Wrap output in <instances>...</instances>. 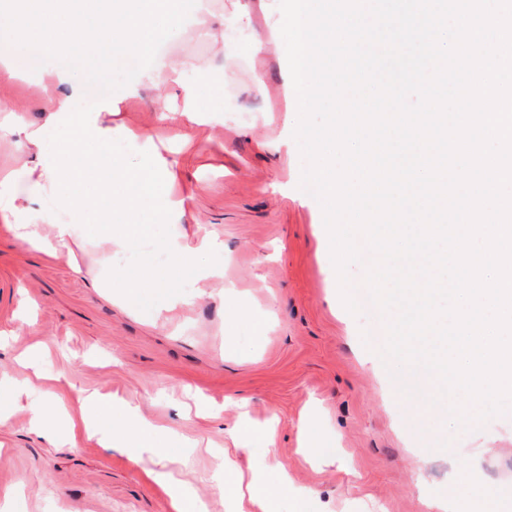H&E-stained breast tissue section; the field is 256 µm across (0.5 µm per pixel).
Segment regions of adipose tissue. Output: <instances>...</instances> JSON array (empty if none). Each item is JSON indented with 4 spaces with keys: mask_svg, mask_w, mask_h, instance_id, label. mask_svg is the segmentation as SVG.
I'll list each match as a JSON object with an SVG mask.
<instances>
[{
    "mask_svg": "<svg viewBox=\"0 0 512 512\" xmlns=\"http://www.w3.org/2000/svg\"><path fill=\"white\" fill-rule=\"evenodd\" d=\"M153 85L180 88L182 124L201 122L196 90L183 82L182 70L174 64L160 72L136 73L128 83L113 89L111 102L99 104L92 112L75 111V103L82 98V86L69 83L65 93L48 97L43 126L7 124V133L24 136L32 147L39 149L40 155L29 170L26 193H18L9 179L0 180V219L20 245L42 251L75 270L80 267L77 247L93 243L99 251L97 280L101 287L113 289L116 298L129 304L149 302L163 308L173 305L177 296L166 279L153 275L149 260H141L137 269L128 270L116 265V257L151 246L173 255L202 288L223 281L224 269L199 260L201 254L221 248L215 234L204 230L192 240L155 239L147 225L136 221L140 212L149 209L164 223L173 224L186 211L192 193L174 197L164 188L173 175V163L157 160L131 169L109 152L114 131L102 125V112ZM48 194L56 196L71 217L51 223L49 233L45 234L31 218L38 200ZM79 422L104 447L125 448L134 462L154 453V444L147 436L149 424L133 402L89 394ZM497 500V493L476 472L470 471L462 484L449 487L447 496L430 500L428 506L431 512H488Z\"/></svg>",
    "mask_w": 512,
    "mask_h": 512,
    "instance_id": "obj_1",
    "label": "adipose tissue"
}]
</instances>
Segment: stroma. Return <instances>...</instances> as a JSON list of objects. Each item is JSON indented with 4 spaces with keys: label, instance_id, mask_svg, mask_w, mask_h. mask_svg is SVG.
<instances>
[{
    "label": "stroma",
    "instance_id": "obj_1",
    "mask_svg": "<svg viewBox=\"0 0 512 512\" xmlns=\"http://www.w3.org/2000/svg\"><path fill=\"white\" fill-rule=\"evenodd\" d=\"M250 2L209 0L205 13L223 45L201 42L185 25L159 56L178 62L188 83L204 72L223 80L232 90L223 111L184 128L163 116L159 100L179 91L162 85L128 97L109 117L128 164L150 154L181 161L174 186L196 193L164 234L216 233L224 249L207 260L223 266V283L203 292L179 286L178 304L135 313L102 295L94 274L19 246L0 223V377L31 382L26 408L0 424V512H173L151 465L123 449L79 428L60 442L31 431L28 406L59 398L77 419L92 391L138 403L160 445L180 441L176 471L206 512L235 508L212 488L222 457L247 477L286 468L297 490H314L312 512H429L428 499L446 495L450 476L472 463L487 484L512 490V411L459 431L438 420L427 398L410 411L387 394L392 377L361 339L382 335V321L344 308L321 206L299 187L286 49L270 40L278 13L243 20ZM260 37L271 45L258 57ZM56 66L47 60L23 79L0 81V122L9 111L40 120ZM126 128L152 134L151 146L124 139ZM33 160L21 136L0 135V172H12L18 189ZM242 309L260 316L261 329L240 322ZM242 402L254 428L275 422L272 449L247 452L230 438ZM313 409L334 464L299 450L298 421ZM420 424L434 431L431 446L417 439Z\"/></svg>",
    "mask_w": 512,
    "mask_h": 512
}]
</instances>
